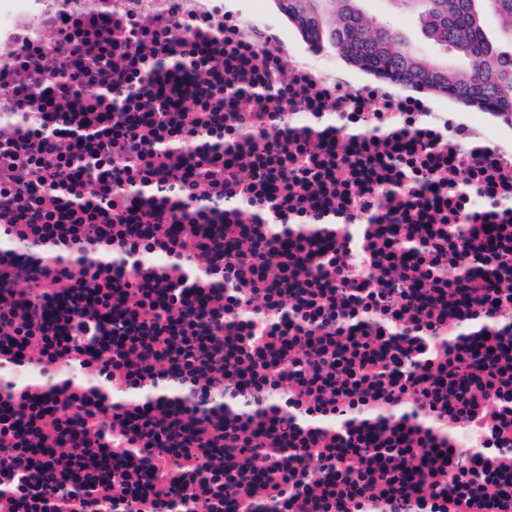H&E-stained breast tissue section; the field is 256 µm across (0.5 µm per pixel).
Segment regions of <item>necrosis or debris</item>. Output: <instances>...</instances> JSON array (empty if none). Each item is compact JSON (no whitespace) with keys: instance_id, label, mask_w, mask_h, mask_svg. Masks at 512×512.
Masks as SVG:
<instances>
[{"instance_id":"4bbe7bcc","label":"necrosis or debris","mask_w":512,"mask_h":512,"mask_svg":"<svg viewBox=\"0 0 512 512\" xmlns=\"http://www.w3.org/2000/svg\"><path fill=\"white\" fill-rule=\"evenodd\" d=\"M77 57L102 59L96 95L51 81ZM0 127V372L55 384L0 394V434L23 403L113 426L33 457L51 485L0 441L10 512L87 486L81 512H512V127L490 110L337 67L224 0H0ZM44 224L51 251L86 250L67 288L31 247ZM51 313L33 360L20 341ZM63 368L183 402L118 408L56 385ZM217 394L204 435L159 447ZM249 419L265 434L225 448ZM185 457L156 495L148 474Z\"/></svg>"}]
</instances>
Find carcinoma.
I'll use <instances>...</instances> for the list:
<instances>
[{
  "label": "carcinoma",
  "instance_id": "obj_1",
  "mask_svg": "<svg viewBox=\"0 0 512 512\" xmlns=\"http://www.w3.org/2000/svg\"><path fill=\"white\" fill-rule=\"evenodd\" d=\"M279 11L316 50L330 46L365 72L401 81L416 91L453 92L476 110L492 106L512 125V0H391L413 11L428 40L467 61L464 68L429 64L409 48L394 27L375 23L358 8L359 0H274ZM501 39L492 42L488 18ZM101 428L83 423L80 431L61 430L51 422L35 435L39 444L74 447Z\"/></svg>",
  "mask_w": 512,
  "mask_h": 512
}]
</instances>
